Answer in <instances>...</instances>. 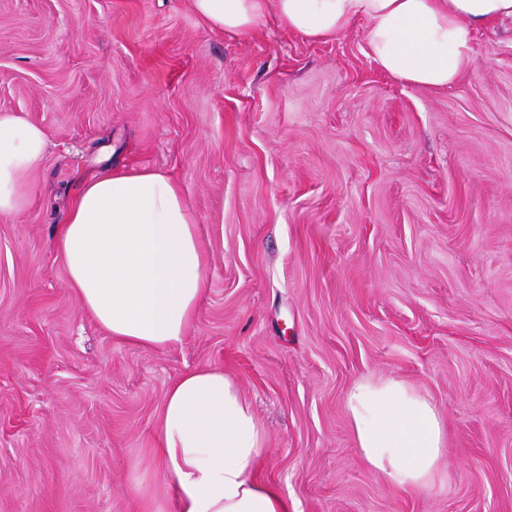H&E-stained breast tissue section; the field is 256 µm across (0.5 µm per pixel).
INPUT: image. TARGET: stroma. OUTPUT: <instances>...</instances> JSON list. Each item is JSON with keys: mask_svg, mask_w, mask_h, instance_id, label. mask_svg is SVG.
I'll return each mask as SVG.
<instances>
[{"mask_svg": "<svg viewBox=\"0 0 512 512\" xmlns=\"http://www.w3.org/2000/svg\"><path fill=\"white\" fill-rule=\"evenodd\" d=\"M366 25L228 38L190 0H0V113L48 134L0 221V512H176L150 460L168 388L223 367L297 512H512V21L444 89L386 74ZM171 175L203 226L182 342L116 341L56 231L89 177ZM397 375L448 434L434 485L362 460L344 398Z\"/></svg>", "mask_w": 512, "mask_h": 512, "instance_id": "stroma-1", "label": "stroma"}]
</instances>
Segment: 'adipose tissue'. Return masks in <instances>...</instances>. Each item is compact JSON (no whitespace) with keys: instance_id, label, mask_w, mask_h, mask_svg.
I'll return each instance as SVG.
<instances>
[{"instance_id":"obj_1","label":"adipose tissue","mask_w":512,"mask_h":512,"mask_svg":"<svg viewBox=\"0 0 512 512\" xmlns=\"http://www.w3.org/2000/svg\"><path fill=\"white\" fill-rule=\"evenodd\" d=\"M213 31L238 36L275 16L290 32L330 40L367 24L368 54L392 77L445 88L472 61L476 30L512 20V0H191ZM46 131L0 113V219L16 215L32 191ZM56 246L67 282L112 338L146 349L181 342L206 293L207 257L179 184L151 168L115 169L86 180ZM346 410L364 462L391 486L438 479L446 433L433 399L404 379L356 382ZM152 456L176 512H296L252 476L268 438L252 402L218 367L186 372L168 389Z\"/></svg>"}]
</instances>
